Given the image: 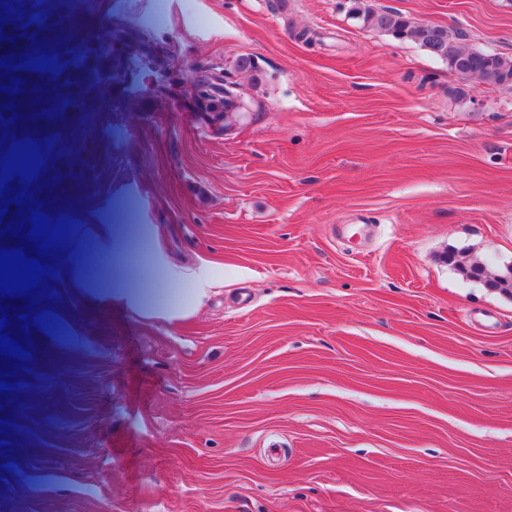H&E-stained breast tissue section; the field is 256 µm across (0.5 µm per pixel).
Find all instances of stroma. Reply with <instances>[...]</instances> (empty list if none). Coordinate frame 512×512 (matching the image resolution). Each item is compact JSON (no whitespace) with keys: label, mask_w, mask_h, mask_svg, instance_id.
I'll return each mask as SVG.
<instances>
[{"label":"stroma","mask_w":512,"mask_h":512,"mask_svg":"<svg viewBox=\"0 0 512 512\" xmlns=\"http://www.w3.org/2000/svg\"><path fill=\"white\" fill-rule=\"evenodd\" d=\"M363 4L512 57V0ZM351 6L12 0L0 49L93 52L61 69L99 93L36 123L73 194L62 253L99 264L77 227H112L113 305L79 274L50 292L0 512H512V296L446 261L512 264V90ZM206 73L244 90L232 128ZM202 265L190 314L122 307L136 277L181 300L169 267Z\"/></svg>","instance_id":"1"}]
</instances>
